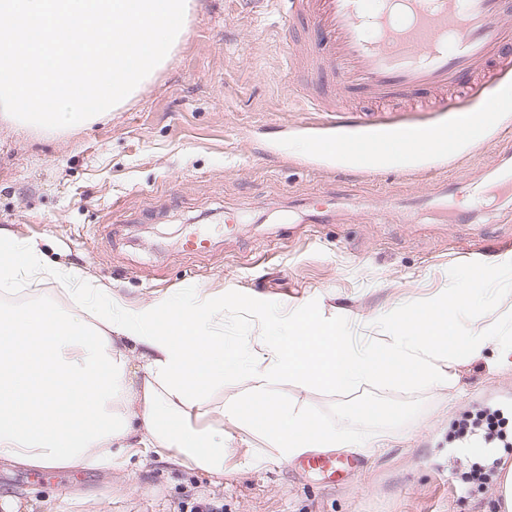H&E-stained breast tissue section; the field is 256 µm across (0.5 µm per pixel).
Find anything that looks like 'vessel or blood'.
Instances as JSON below:
<instances>
[{
	"label": "vessel or blood",
	"mask_w": 512,
	"mask_h": 512,
	"mask_svg": "<svg viewBox=\"0 0 512 512\" xmlns=\"http://www.w3.org/2000/svg\"><path fill=\"white\" fill-rule=\"evenodd\" d=\"M310 48L299 72L320 89L312 106L343 112L352 104L409 101L416 112H453L512 71V11L504 0H283ZM319 150L364 156L377 150L444 154L446 141L412 133L319 141ZM357 454L306 457L328 480L359 470Z\"/></svg>",
	"instance_id": "obj_1"
}]
</instances>
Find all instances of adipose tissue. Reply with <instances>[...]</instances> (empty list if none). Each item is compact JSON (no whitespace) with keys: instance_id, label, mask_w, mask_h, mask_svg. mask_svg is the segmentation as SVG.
<instances>
[{"instance_id":"obj_1","label":"adipose tissue","mask_w":512,"mask_h":512,"mask_svg":"<svg viewBox=\"0 0 512 512\" xmlns=\"http://www.w3.org/2000/svg\"><path fill=\"white\" fill-rule=\"evenodd\" d=\"M50 278L80 284L78 310L0 304V461L15 466L112 470L137 448L220 476L235 429L260 436L283 461L362 447L359 436L277 398L273 386L336 392L383 380L443 388L454 366L475 358L512 370V323L458 324L494 303V293L472 281L451 286L440 305L401 308L391 340L378 346L355 344L340 323L306 306L243 357L224 342V306L239 294L129 307L81 269L49 262L37 241L0 229L1 294ZM230 373L254 387L213 406Z\"/></svg>"}]
</instances>
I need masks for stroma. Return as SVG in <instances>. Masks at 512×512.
I'll return each instance as SVG.
<instances>
[{
    "label": "stroma",
    "instance_id": "stroma-1",
    "mask_svg": "<svg viewBox=\"0 0 512 512\" xmlns=\"http://www.w3.org/2000/svg\"><path fill=\"white\" fill-rule=\"evenodd\" d=\"M283 0H192L168 61L123 107L78 129L0 121V227L38 241L48 260L83 268L136 306L186 303L227 290L224 338L251 345L304 303L386 340L400 304H440L483 268L481 285L512 282V197L496 190L512 165V113L454 152L355 162L318 154L319 139L392 127L430 131L481 119L464 112L309 110L285 53ZM208 250H184L186 237ZM452 387L345 393L283 386L282 398L358 432L364 467L344 481L273 457L261 438L229 444L223 477L130 449L121 470L0 464V498L16 512H179L185 499L224 512H482L512 447L449 455L465 422L512 437V371L484 360L455 367ZM380 420L351 422L360 404Z\"/></svg>",
    "mask_w": 512,
    "mask_h": 512
}]
</instances>
